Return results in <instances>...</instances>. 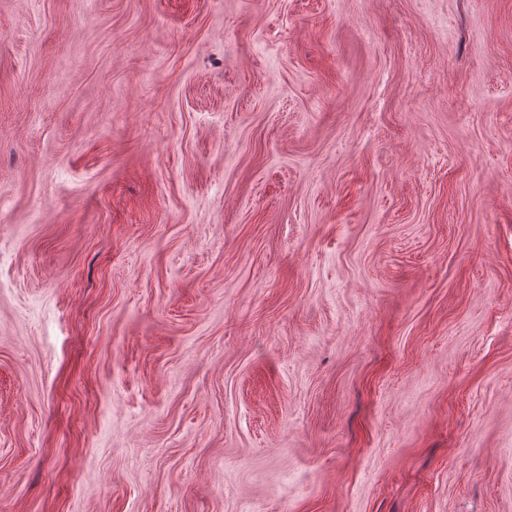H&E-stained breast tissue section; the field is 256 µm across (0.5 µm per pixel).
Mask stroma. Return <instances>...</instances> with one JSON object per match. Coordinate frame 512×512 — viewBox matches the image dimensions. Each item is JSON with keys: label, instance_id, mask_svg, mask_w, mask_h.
<instances>
[{"label": "stroma", "instance_id": "obj_1", "mask_svg": "<svg viewBox=\"0 0 512 512\" xmlns=\"http://www.w3.org/2000/svg\"><path fill=\"white\" fill-rule=\"evenodd\" d=\"M0 512H512V0H0Z\"/></svg>", "mask_w": 512, "mask_h": 512}]
</instances>
